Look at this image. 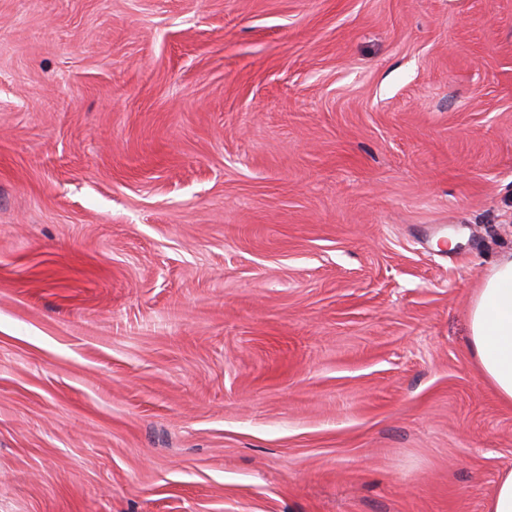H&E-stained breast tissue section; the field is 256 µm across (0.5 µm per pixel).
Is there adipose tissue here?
<instances>
[{"label":"adipose tissue","instance_id":"ef3b65f1","mask_svg":"<svg viewBox=\"0 0 512 512\" xmlns=\"http://www.w3.org/2000/svg\"><path fill=\"white\" fill-rule=\"evenodd\" d=\"M468 322V349L477 371L502 403L512 405V254L477 288Z\"/></svg>","mask_w":512,"mask_h":512}]
</instances>
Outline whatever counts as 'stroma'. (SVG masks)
Segmentation results:
<instances>
[{
    "instance_id": "1",
    "label": "stroma",
    "mask_w": 512,
    "mask_h": 512,
    "mask_svg": "<svg viewBox=\"0 0 512 512\" xmlns=\"http://www.w3.org/2000/svg\"><path fill=\"white\" fill-rule=\"evenodd\" d=\"M512 0H0V512H487ZM468 349L497 398L512 405V253L477 288L469 313Z\"/></svg>"
}]
</instances>
